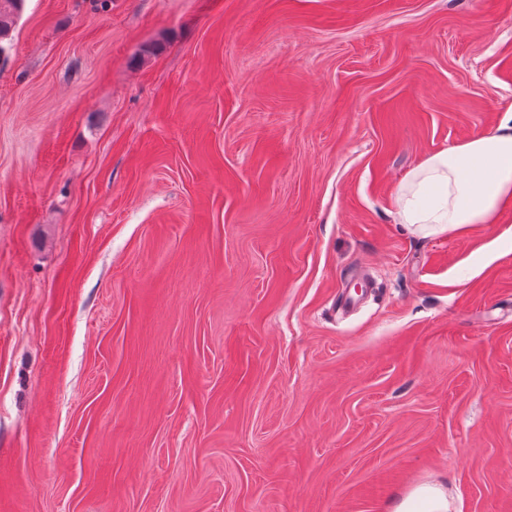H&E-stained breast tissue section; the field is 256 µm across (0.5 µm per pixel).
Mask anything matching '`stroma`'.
Returning a JSON list of instances; mask_svg holds the SVG:
<instances>
[{
	"label": "stroma",
	"instance_id": "obj_1",
	"mask_svg": "<svg viewBox=\"0 0 512 512\" xmlns=\"http://www.w3.org/2000/svg\"><path fill=\"white\" fill-rule=\"evenodd\" d=\"M511 108L512 0H25L0 512H512V201L395 206ZM394 512H450L448 491L442 486L424 484L404 496Z\"/></svg>",
	"mask_w": 512,
	"mask_h": 512
}]
</instances>
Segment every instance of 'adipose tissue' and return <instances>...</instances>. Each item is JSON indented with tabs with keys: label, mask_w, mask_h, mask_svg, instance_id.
I'll list each match as a JSON object with an SVG mask.
<instances>
[{
	"label": "adipose tissue",
	"mask_w": 512,
	"mask_h": 512,
	"mask_svg": "<svg viewBox=\"0 0 512 512\" xmlns=\"http://www.w3.org/2000/svg\"><path fill=\"white\" fill-rule=\"evenodd\" d=\"M512 199V115L495 130L428 156L403 184L397 215L405 224L454 229L493 224Z\"/></svg>",
	"instance_id": "adipose-tissue-1"
}]
</instances>
